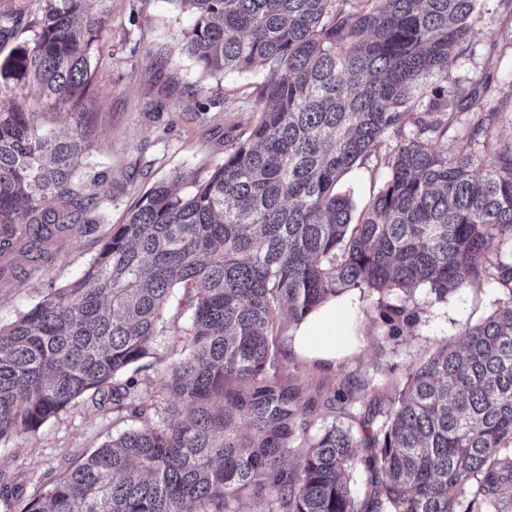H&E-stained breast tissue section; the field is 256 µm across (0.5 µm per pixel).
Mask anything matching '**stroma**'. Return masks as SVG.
Returning <instances> with one entry per match:
<instances>
[{
    "label": "stroma",
    "instance_id": "35a3bbf8",
    "mask_svg": "<svg viewBox=\"0 0 512 512\" xmlns=\"http://www.w3.org/2000/svg\"><path fill=\"white\" fill-rule=\"evenodd\" d=\"M192 23L176 0H112V19L98 44L104 82L85 101L88 111L101 115L97 145L88 158L94 170L106 175L107 198L99 210L97 234L72 232L58 240L53 258L43 267L17 280H0L1 326L42 301L48 286L79 278L96 257L99 239L122 223L139 193L176 171L223 162L226 136L255 121L254 100L264 71L203 73L184 47ZM477 27L475 53L455 58L449 73L466 81L491 65L499 79L512 82V57L489 58L492 42L512 36V13L497 0H487ZM198 100L208 105L199 117L193 113ZM499 297V290L487 284L445 301L418 290L416 324L392 341L378 319L376 295L362 291L360 353L333 368L289 359L291 381L314 396L344 383L367 385L373 395L392 393L408 366L440 343L459 340L462 328L486 317ZM178 346L170 333L156 337L147 368L137 374L145 393L166 395L164 370ZM131 425L83 395L37 432L0 444V483L22 485L26 498L38 496L62 471Z\"/></svg>",
    "mask_w": 512,
    "mask_h": 512
}]
</instances>
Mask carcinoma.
Listing matches in <instances>:
<instances>
[{
	"label": "carcinoma",
	"instance_id": "obj_1",
	"mask_svg": "<svg viewBox=\"0 0 512 512\" xmlns=\"http://www.w3.org/2000/svg\"><path fill=\"white\" fill-rule=\"evenodd\" d=\"M37 37L0 57V256L37 268L96 232L105 174L77 175L99 115L95 41L111 0H38ZM189 54L216 74L261 66L256 121L223 163L138 195L79 280L0 326V442L91 391L131 428L16 512H512V126L494 69L459 83L483 0H178ZM22 16L0 15V50ZM455 149L436 150L435 138ZM385 168L355 214L342 178ZM502 291L495 309L409 368L390 395L322 402L289 378L284 322L368 288L387 336L415 292ZM171 317H166L167 313ZM182 337L169 398L126 371L166 329ZM310 433L318 410L350 415Z\"/></svg>",
	"mask_w": 512,
	"mask_h": 512
}]
</instances>
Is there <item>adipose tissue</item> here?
<instances>
[{
    "instance_id": "obj_1",
    "label": "adipose tissue",
    "mask_w": 512,
    "mask_h": 512,
    "mask_svg": "<svg viewBox=\"0 0 512 512\" xmlns=\"http://www.w3.org/2000/svg\"><path fill=\"white\" fill-rule=\"evenodd\" d=\"M362 312L355 292L330 298L288 330V348L315 367L332 368L361 347Z\"/></svg>"
}]
</instances>
